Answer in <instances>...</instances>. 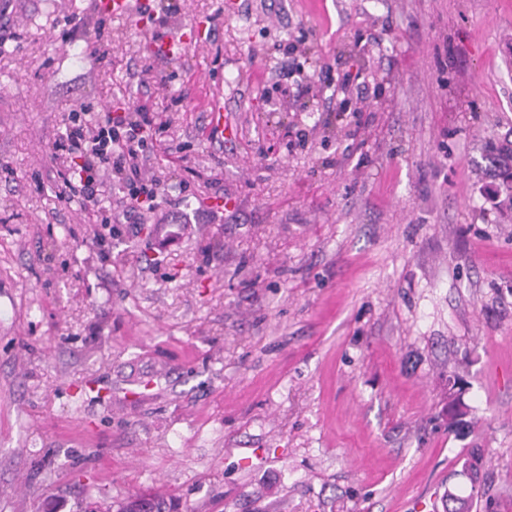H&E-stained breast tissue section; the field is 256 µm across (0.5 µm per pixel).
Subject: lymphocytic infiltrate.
Returning a JSON list of instances; mask_svg holds the SVG:
<instances>
[{
    "mask_svg": "<svg viewBox=\"0 0 512 512\" xmlns=\"http://www.w3.org/2000/svg\"><path fill=\"white\" fill-rule=\"evenodd\" d=\"M152 124L144 107L106 112L94 126L80 113H69L64 134L53 144L54 158L63 162L56 174L64 184H77L87 211L99 212L102 199L116 191L122 193L124 212L134 223L156 212L155 181L148 176Z\"/></svg>",
    "mask_w": 512,
    "mask_h": 512,
    "instance_id": "1",
    "label": "lymphocytic infiltrate"
}]
</instances>
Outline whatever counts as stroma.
Returning <instances> with one entry per match:
<instances>
[{
  "mask_svg": "<svg viewBox=\"0 0 512 512\" xmlns=\"http://www.w3.org/2000/svg\"><path fill=\"white\" fill-rule=\"evenodd\" d=\"M3 23L0 512H445L473 448V512H512V210L482 194L512 0H0ZM142 106L181 230L101 239L52 143L70 110Z\"/></svg>",
  "mask_w": 512,
  "mask_h": 512,
  "instance_id": "1",
  "label": "stroma"
}]
</instances>
